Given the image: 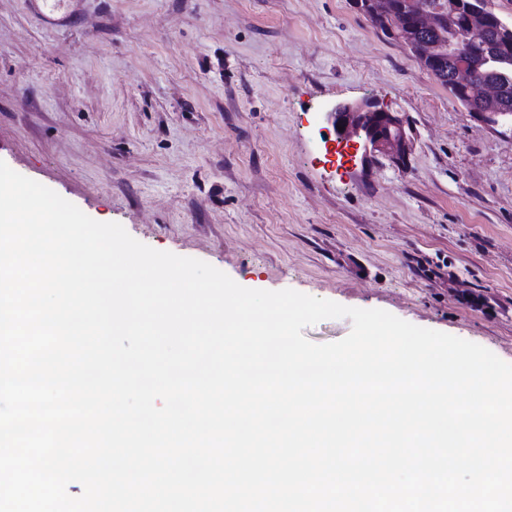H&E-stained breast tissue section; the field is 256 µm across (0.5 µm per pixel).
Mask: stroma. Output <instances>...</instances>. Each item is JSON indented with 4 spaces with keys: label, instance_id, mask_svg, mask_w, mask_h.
<instances>
[{
    "label": "stroma",
    "instance_id": "1",
    "mask_svg": "<svg viewBox=\"0 0 512 512\" xmlns=\"http://www.w3.org/2000/svg\"><path fill=\"white\" fill-rule=\"evenodd\" d=\"M373 98L404 166L337 169ZM0 160L99 222L479 344L512 364V126H488L353 0H0ZM329 120L338 141H350L362 148V166L378 156L402 164L410 150V139L403 119L382 107L376 100L365 98L356 102L338 103L329 112ZM338 126L343 127L339 131ZM363 131L364 136L357 138Z\"/></svg>",
    "mask_w": 512,
    "mask_h": 512
}]
</instances>
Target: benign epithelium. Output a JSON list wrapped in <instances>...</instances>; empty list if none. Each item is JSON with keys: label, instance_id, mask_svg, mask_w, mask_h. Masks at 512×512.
<instances>
[{"label": "benign epithelium", "instance_id": "obj_1", "mask_svg": "<svg viewBox=\"0 0 512 512\" xmlns=\"http://www.w3.org/2000/svg\"><path fill=\"white\" fill-rule=\"evenodd\" d=\"M356 8L366 16L383 18L400 16L398 25L390 26L388 33L397 37L398 28L409 25L410 15L407 9L396 8L394 0H354ZM427 28L435 29L446 23L453 28L463 25L470 42L482 43L490 36L501 42L497 54L485 56L476 64L471 58L463 56L458 59L452 75V81L465 88L470 100L493 101L497 99L499 88L489 82L477 83L473 72L477 65L489 66L512 52V24L505 23L498 15L488 9L486 0H452L448 6V15L430 14L425 18ZM479 120L490 126L512 118L509 112L497 109H472ZM329 120L338 141L357 140L362 148L361 162L367 166L379 156L390 158L401 164L410 150V139L403 119L382 107L376 100L365 98L356 102L338 103L329 112Z\"/></svg>", "mask_w": 512, "mask_h": 512}]
</instances>
